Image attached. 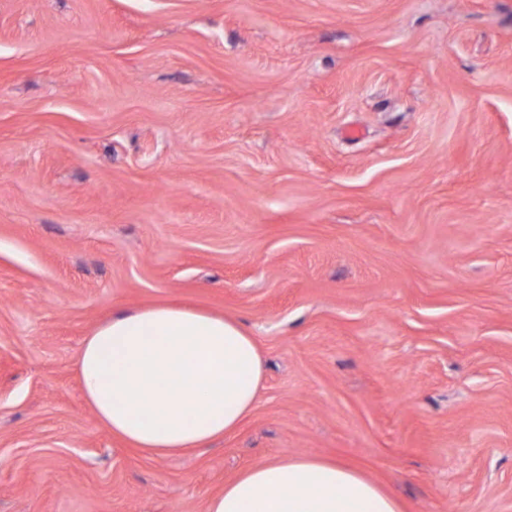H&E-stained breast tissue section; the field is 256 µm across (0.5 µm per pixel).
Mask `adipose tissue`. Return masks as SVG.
<instances>
[{
  "label": "adipose tissue",
  "instance_id": "adipose-tissue-1",
  "mask_svg": "<svg viewBox=\"0 0 512 512\" xmlns=\"http://www.w3.org/2000/svg\"><path fill=\"white\" fill-rule=\"evenodd\" d=\"M84 396L98 421L140 452L168 457L209 447L255 410L264 362L237 320L156 304L113 313L84 341ZM206 512H402L375 482L310 455L254 464Z\"/></svg>",
  "mask_w": 512,
  "mask_h": 512
}]
</instances>
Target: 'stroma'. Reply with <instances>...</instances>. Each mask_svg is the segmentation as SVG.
Wrapping results in <instances>:
<instances>
[{"mask_svg":"<svg viewBox=\"0 0 512 512\" xmlns=\"http://www.w3.org/2000/svg\"><path fill=\"white\" fill-rule=\"evenodd\" d=\"M166 301L265 387L153 458L77 361ZM296 455L512 512V0H0V512H205Z\"/></svg>","mask_w":512,"mask_h":512,"instance_id":"stroma-1","label":"stroma"}]
</instances>
